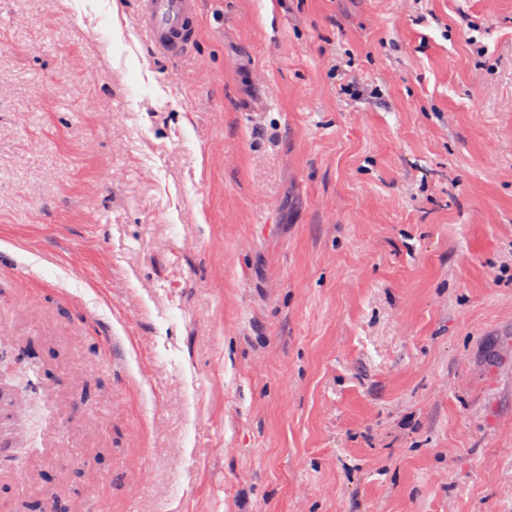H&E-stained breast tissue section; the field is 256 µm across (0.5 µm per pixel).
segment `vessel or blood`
<instances>
[{
  "instance_id": "b4317fda",
  "label": "vessel or blood",
  "mask_w": 512,
  "mask_h": 512,
  "mask_svg": "<svg viewBox=\"0 0 512 512\" xmlns=\"http://www.w3.org/2000/svg\"><path fill=\"white\" fill-rule=\"evenodd\" d=\"M194 0H137L135 21L155 52L183 55L195 42Z\"/></svg>"
}]
</instances>
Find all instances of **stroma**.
<instances>
[{
    "label": "stroma",
    "mask_w": 512,
    "mask_h": 512,
    "mask_svg": "<svg viewBox=\"0 0 512 512\" xmlns=\"http://www.w3.org/2000/svg\"><path fill=\"white\" fill-rule=\"evenodd\" d=\"M133 10L0 0V512H512V0ZM135 21L155 52L179 58L195 42L194 0H137Z\"/></svg>",
    "instance_id": "stroma-1"
}]
</instances>
